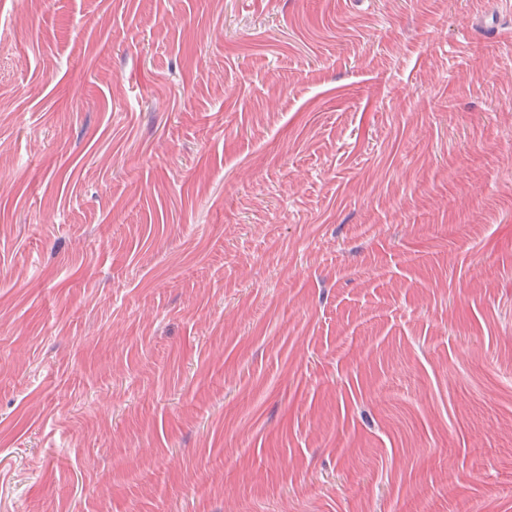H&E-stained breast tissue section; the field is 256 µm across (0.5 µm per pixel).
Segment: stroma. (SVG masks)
Masks as SVG:
<instances>
[{
    "instance_id": "1",
    "label": "stroma",
    "mask_w": 512,
    "mask_h": 512,
    "mask_svg": "<svg viewBox=\"0 0 512 512\" xmlns=\"http://www.w3.org/2000/svg\"><path fill=\"white\" fill-rule=\"evenodd\" d=\"M502 0H0V512H512Z\"/></svg>"
}]
</instances>
